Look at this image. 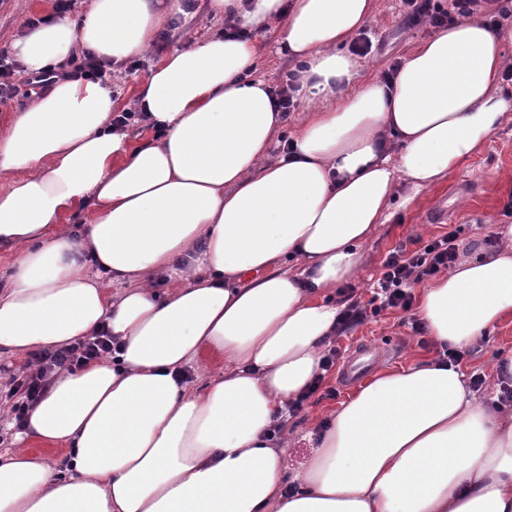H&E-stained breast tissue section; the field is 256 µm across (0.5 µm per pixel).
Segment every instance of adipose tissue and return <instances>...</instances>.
Listing matches in <instances>:
<instances>
[{
  "instance_id": "1",
  "label": "adipose tissue",
  "mask_w": 512,
  "mask_h": 512,
  "mask_svg": "<svg viewBox=\"0 0 512 512\" xmlns=\"http://www.w3.org/2000/svg\"><path fill=\"white\" fill-rule=\"evenodd\" d=\"M210 7L249 26L282 20L303 98L321 104L292 156L268 163L283 121L255 46L221 34L170 53L140 85L150 139L113 130L111 88L80 78L0 118V248L17 254L0 351L51 352L104 327L122 344L54 378L23 424L29 441L64 446L61 468L0 451V512H512V413L477 405L442 360L369 377L299 467L272 432L318 376L339 313L324 294L358 274L398 180L434 185L512 119L500 35L458 21L388 87L358 81L341 49L376 0ZM182 11V0H88L14 48L31 74L81 50L120 63ZM387 132L397 156L382 151ZM79 214L89 221L76 233ZM497 235L498 253L421 288L437 343L460 349L512 319V224ZM207 351L224 373L191 388L182 375Z\"/></svg>"
}]
</instances>
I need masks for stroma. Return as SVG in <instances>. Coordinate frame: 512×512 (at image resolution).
I'll return each instance as SVG.
<instances>
[{
    "mask_svg": "<svg viewBox=\"0 0 512 512\" xmlns=\"http://www.w3.org/2000/svg\"><path fill=\"white\" fill-rule=\"evenodd\" d=\"M378 7L367 24L371 31V54L361 58L359 78L380 79L382 72L394 61L404 57L417 45L429 39L434 29L428 23L412 26L405 22V5L401 0H377ZM53 0H0V48L12 47L26 31L29 18L54 17ZM224 28L223 16L214 14L207 0H194L188 14L177 16L166 25L169 50L186 48L190 39L202 40ZM252 40L257 50V73L268 81L277 77L295 61L286 50L281 22H269L266 28H253ZM512 197V122L495 131L478 152L448 177L413 193L409 184L399 182L390 206L391 217L379 225L364 248L359 273L348 285L356 296L369 299L368 287L381 272L385 257L402 244L428 240L450 228L460 231L457 243L460 259L476 254H490L484 245L486 236L495 235L500 224L511 223L512 215L504 213ZM333 344L342 351H352L367 344L378 348V368L400 369L410 363L435 358L432 348L423 346L411 329L407 314L393 309L382 312L375 320L347 334L333 337ZM512 354V320L491 328L484 339L473 344L461 367L465 372L480 371L487 385L474 392L475 402L491 407L492 383L498 382V365ZM335 399L308 401L304 411L290 419L286 430L292 439L288 445V463L295 466L309 456L311 444L305 435L320 432L325 418L345 400L349 390L338 386Z\"/></svg>",
    "mask_w": 512,
    "mask_h": 512,
    "instance_id": "obj_1",
    "label": "stroma"
}]
</instances>
